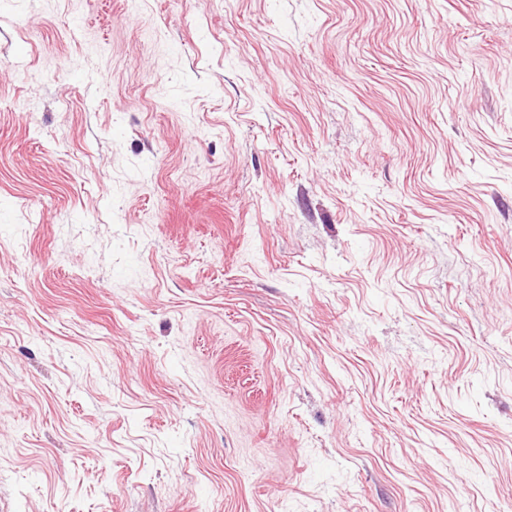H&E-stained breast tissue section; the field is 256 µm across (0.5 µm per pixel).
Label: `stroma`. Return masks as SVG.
<instances>
[{"label":"stroma","mask_w":512,"mask_h":512,"mask_svg":"<svg viewBox=\"0 0 512 512\" xmlns=\"http://www.w3.org/2000/svg\"><path fill=\"white\" fill-rule=\"evenodd\" d=\"M0 512H512V0H0Z\"/></svg>","instance_id":"35a3bbf8"}]
</instances>
